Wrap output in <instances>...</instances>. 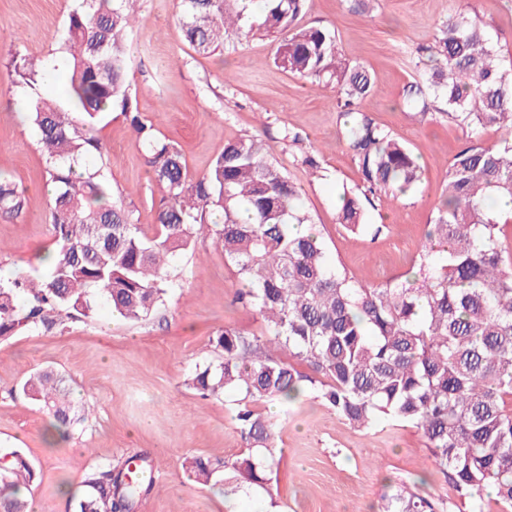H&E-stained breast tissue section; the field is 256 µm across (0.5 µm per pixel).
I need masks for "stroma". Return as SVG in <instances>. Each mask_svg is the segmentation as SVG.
I'll return each mask as SVG.
<instances>
[{"instance_id":"1","label":"stroma","mask_w":512,"mask_h":512,"mask_svg":"<svg viewBox=\"0 0 512 512\" xmlns=\"http://www.w3.org/2000/svg\"><path fill=\"white\" fill-rule=\"evenodd\" d=\"M72 7L71 0H0V174L26 199L21 214H0V271L10 276L45 275L41 257L55 245L39 135L19 110L26 94L11 83L6 65L20 44L52 60ZM459 10L487 23L504 61H512V0H376L363 16L343 0L306 2L303 24L335 29L341 54L372 73L374 89L361 110L408 144L423 167L416 192L376 201L369 212L380 228L376 235L350 234L336 221L339 193L359 184L360 174L335 89L274 64L269 39L200 54L178 28L177 0H140L128 39L134 108L177 145L194 177L209 170L225 140L262 139L270 159L301 187L331 259L359 283L378 285L413 265L447 182L445 163L468 141L447 117L402 106L407 87L423 74L420 48ZM294 133L299 142H291ZM99 135L114 196L153 235L162 189L133 130L112 112ZM308 155L320 173L305 165ZM170 275L165 305L147 320L117 317L102 300L92 317L68 321L64 330L0 341V448L23 449L34 464L29 504L41 512H74L87 472L142 458L154 481L134 512H381L384 495L402 481L419 496L451 498L417 428L392 421L362 432L309 396L261 407L276 434L272 494L253 489L225 497L224 464L246 450L234 420L236 397L200 396L190 379L196 368L220 359L212 342L218 328L256 334L261 321L235 303L240 283L212 239L178 255ZM47 366L65 378L76 407L90 409L66 431L19 391ZM196 457L215 468L208 486L183 475Z\"/></svg>"}]
</instances>
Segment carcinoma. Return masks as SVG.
<instances>
[{"label": "carcinoma", "instance_id": "1", "mask_svg": "<svg viewBox=\"0 0 512 512\" xmlns=\"http://www.w3.org/2000/svg\"><path fill=\"white\" fill-rule=\"evenodd\" d=\"M138 2L83 0L68 16L59 50L68 106L38 94L27 100L55 188V250L43 278L18 273L0 281V340L61 330L65 321L89 316L99 296L130 321L147 319L167 293L170 259L206 233L242 284L235 301L262 320L258 335L218 329L221 361L191 379L203 396L238 395L235 420L248 448L224 464V494L270 492L275 434L260 405L311 394L359 431L389 421L413 425L466 512H484L487 490L502 512H512V213L493 207L499 197L512 198V66L498 58L494 35L460 11L420 49L428 70L410 85L405 107L424 115L431 101L442 102L470 140L447 162L443 199L413 277L363 285L330 261L317 233L293 232L312 223L301 187L269 159L262 141L227 140L208 172L192 178L176 144L133 111L127 37ZM305 2L264 0L257 12L253 0H179L178 21L198 53L232 35L271 38L275 64L336 88L362 180L360 188L343 189L337 222L353 234H376L367 207L382 195L413 192L422 167L359 109L374 86L369 70L342 56L334 30L299 23ZM9 67L29 88L56 69L19 48ZM113 111L129 120L164 190L150 238L124 201L112 199L106 163L81 166L91 155L103 157L97 126ZM489 129L505 136L487 146L482 135ZM24 205L16 183L1 176L0 213L17 215ZM62 384L43 370L21 387L59 429L80 421ZM189 473L205 486L214 468L196 457ZM36 477L21 450L0 448V512H27L22 491ZM152 484L143 465L132 473L108 464L86 476L75 512H131ZM382 512H447V503L401 485L385 496Z\"/></svg>", "mask_w": 512, "mask_h": 512}]
</instances>
